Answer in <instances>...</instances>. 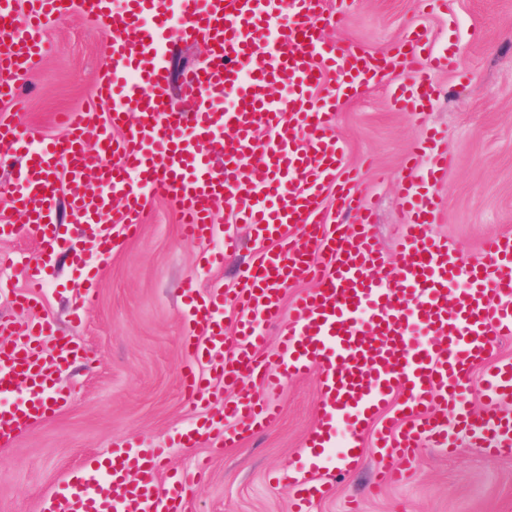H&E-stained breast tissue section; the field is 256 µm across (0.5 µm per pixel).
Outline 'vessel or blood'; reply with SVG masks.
I'll use <instances>...</instances> for the list:
<instances>
[{"label":"vessel or blood","instance_id":"vessel-or-blood-1","mask_svg":"<svg viewBox=\"0 0 512 512\" xmlns=\"http://www.w3.org/2000/svg\"><path fill=\"white\" fill-rule=\"evenodd\" d=\"M111 34L109 62L99 72L92 101L60 113L64 139L35 143L13 115H0V162L10 167L8 186L26 217L24 225L0 220V238L25 233L42 246L44 261H17L25 288L14 302L37 307L49 260L67 252L74 265L97 270L77 238H91L98 256H109L119 238L138 233L146 201L175 203L182 237L212 239L219 205L234 223L248 224L262 248L239 273L233 300L224 291L183 287V371L186 395L207 405V374L250 388L225 406L237 427L224 443L241 442L280 416L274 395L283 380H320L318 420L305 445L307 464L290 477L294 512H307L322 495L317 459L339 448L343 470L362 463L371 439L389 465L377 468L375 486L400 484L419 448L432 444L449 455L467 436L483 454L512 456V361L492 362L500 337L512 336V235L486 243L484 258L462 261L447 240L434 236L439 210L432 188L448 168L442 136L424 131L409 168L429 165L407 190L408 221L396 254L384 259L365 206L361 175L344 161L333 122L342 100L389 77L399 53L376 59L352 43L324 38L329 0H0V101L16 103L20 83L46 55L44 26L72 5ZM199 44L201 65L180 78L189 112L171 107V40ZM409 43L435 67L453 68L454 57L433 48L427 28ZM336 85L321 97L311 91L326 76ZM288 95H274L278 86ZM434 94L432 75L411 69L391 86L401 112L421 114ZM232 108H224L225 98ZM269 139L257 138L258 130ZM96 141L87 150V138ZM336 194V219L323 206ZM66 203L70 232L56 222ZM315 281L283 307L291 285ZM233 307L232 348H225L224 310ZM279 329L266 357L263 325ZM9 336L0 348V394L23 390V400L0 406V443L62 409L67 397L54 374L79 357L80 346L61 335L50 318L0 322ZM50 342L52 355L42 344ZM481 371L483 413L469 407V381ZM164 449L138 442L114 446L91 460L52 494L46 512H181L190 477L173 476L160 489Z\"/></svg>","mask_w":512,"mask_h":512}]
</instances>
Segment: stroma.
Wrapping results in <instances>:
<instances>
[{"instance_id": "obj_1", "label": "stroma", "mask_w": 512, "mask_h": 512, "mask_svg": "<svg viewBox=\"0 0 512 512\" xmlns=\"http://www.w3.org/2000/svg\"><path fill=\"white\" fill-rule=\"evenodd\" d=\"M417 25L457 60L455 68L435 74L427 112L395 111L390 85L382 82L341 105L335 131L348 167L367 171L361 189L388 257L395 252L397 225L408 219L404 199L412 176L405 160L422 127L444 134L449 163L435 188L441 215L432 233L447 239L462 260L478 259L490 235L512 234V0H444L439 7L427 0H347L342 22L328 24L324 35L379 56ZM45 39V63L24 79L19 112L26 130L53 138L63 133L58 113L92 96L108 62L110 35L73 11L49 21ZM215 222L239 241L220 265L203 268L198 258L219 249L221 240L184 242L174 204L156 199L147 205L139 235L120 240L94 280H82L61 263L46 280L42 308L19 310L9 295H0V314L19 322L50 316L87 355L86 363L57 376L68 406L0 447V512H44L57 486L86 459L127 439L169 445L158 474L162 486L174 472L205 464L206 476L184 512H292L285 478L306 460L304 445L316 423L315 377L289 380L278 395L279 420L241 445L179 443L198 421L224 428V405L236 397L215 379L214 398L200 409L181 382L184 280L232 294L253 254L249 226L232 223L227 206L218 207ZM78 305L85 312L75 323L70 313ZM380 463L369 451L357 470L343 472L336 458L323 459L328 487L309 512H346L351 502L360 512H512V457L487 458L465 437H458L451 456L421 448L409 482L374 493Z\"/></svg>"}]
</instances>
